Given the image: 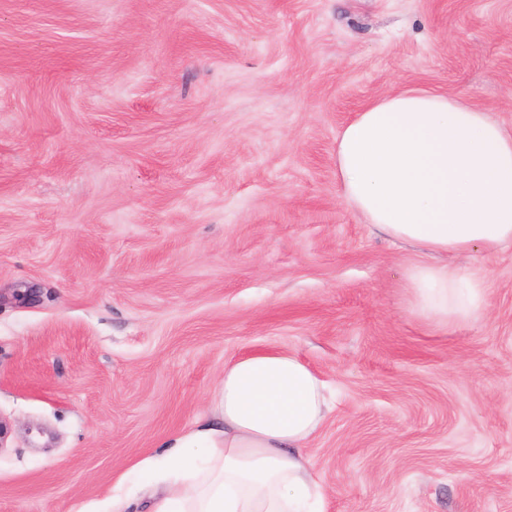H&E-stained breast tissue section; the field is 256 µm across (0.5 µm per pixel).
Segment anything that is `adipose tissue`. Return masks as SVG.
Here are the masks:
<instances>
[{"label": "adipose tissue", "instance_id": "adipose-tissue-1", "mask_svg": "<svg viewBox=\"0 0 512 512\" xmlns=\"http://www.w3.org/2000/svg\"><path fill=\"white\" fill-rule=\"evenodd\" d=\"M344 201L386 239L417 247L411 312L448 325L483 307L485 281L456 266L512 246V131L430 91L368 105L336 139ZM327 385L286 352L224 366L218 423H197L139 470L169 478L150 512H322L325 489L303 452L331 410Z\"/></svg>", "mask_w": 512, "mask_h": 512}]
</instances>
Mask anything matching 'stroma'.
<instances>
[{"label": "stroma", "mask_w": 512, "mask_h": 512, "mask_svg": "<svg viewBox=\"0 0 512 512\" xmlns=\"http://www.w3.org/2000/svg\"><path fill=\"white\" fill-rule=\"evenodd\" d=\"M408 89L512 130V0H0V512H148L134 466L265 351L329 386L324 512H512V248L423 322L336 180Z\"/></svg>", "instance_id": "35a3bbf8"}]
</instances>
